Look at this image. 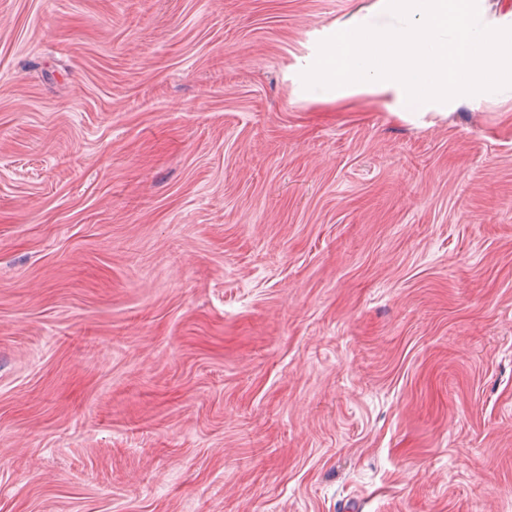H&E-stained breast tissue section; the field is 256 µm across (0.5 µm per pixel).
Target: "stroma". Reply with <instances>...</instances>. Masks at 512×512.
Returning <instances> with one entry per match:
<instances>
[{"instance_id":"35a3bbf8","label":"stroma","mask_w":512,"mask_h":512,"mask_svg":"<svg viewBox=\"0 0 512 512\" xmlns=\"http://www.w3.org/2000/svg\"><path fill=\"white\" fill-rule=\"evenodd\" d=\"M377 0H0V512H512V91L296 99Z\"/></svg>"}]
</instances>
